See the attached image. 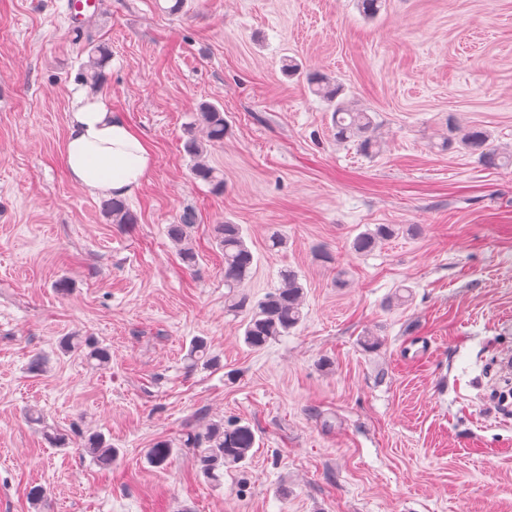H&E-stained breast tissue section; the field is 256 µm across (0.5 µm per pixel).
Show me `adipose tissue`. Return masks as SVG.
<instances>
[{"instance_id":"1","label":"adipose tissue","mask_w":512,"mask_h":512,"mask_svg":"<svg viewBox=\"0 0 512 512\" xmlns=\"http://www.w3.org/2000/svg\"><path fill=\"white\" fill-rule=\"evenodd\" d=\"M63 155L72 181L104 197L134 196L154 165L150 145L126 116L95 95L77 98L68 117Z\"/></svg>"}]
</instances>
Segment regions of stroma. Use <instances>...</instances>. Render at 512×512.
<instances>
[{
	"instance_id": "35a3bbf8",
	"label": "stroma",
	"mask_w": 512,
	"mask_h": 512,
	"mask_svg": "<svg viewBox=\"0 0 512 512\" xmlns=\"http://www.w3.org/2000/svg\"><path fill=\"white\" fill-rule=\"evenodd\" d=\"M99 2L77 28L63 0H0V512H512V414L486 398L512 350V165L443 144L453 122L512 153V0H382L371 17L357 0ZM90 39L112 50L97 86ZM313 75L372 116L374 151L337 141ZM82 93L152 146L136 223L68 176ZM204 101L229 127L208 157L220 193L183 151ZM188 208L191 269L164 232ZM222 221L255 256L243 293L284 268L304 286L302 324L260 351L227 309ZM380 224L396 235L355 252ZM197 336L217 365L187 360ZM222 419L256 442L216 484L179 442ZM93 433L116 464L81 454ZM160 441L175 449L158 468Z\"/></svg>"
}]
</instances>
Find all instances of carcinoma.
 Instances as JSON below:
<instances>
[{
  "instance_id": "carcinoma-1",
  "label": "carcinoma",
  "mask_w": 512,
  "mask_h": 512,
  "mask_svg": "<svg viewBox=\"0 0 512 512\" xmlns=\"http://www.w3.org/2000/svg\"><path fill=\"white\" fill-rule=\"evenodd\" d=\"M112 52L105 44L91 46L88 61L85 64L86 76L96 84L103 77V71L111 60ZM322 97L334 107L332 121L336 128V138L340 141L356 140L360 147L368 152L373 148L371 130L373 117L367 112H358L344 102L336 101L339 88L326 81L322 76L312 78ZM227 125L224 110L215 104L204 103L197 113L196 126L187 132L183 150L189 157V171L195 180H201L216 191L224 190V178L207 161L208 149L224 143ZM458 143L464 150L479 155L487 166L497 165L500 153L489 144V135L479 129L469 128L459 131L448 143ZM104 209L114 224H135L136 215L126 202L113 198L104 203ZM197 223V216L191 210H185L176 222L166 227V233L178 247V254L189 268L197 263V254L191 246L190 229ZM214 239L224 252V286L238 288L249 277L254 263V255L247 247L242 228L238 224L224 222L213 227ZM395 229L389 224H379L375 229L358 234L352 243L354 251L369 252L381 242L391 238ZM304 287L299 275L292 269L280 271V285L272 289L263 298L255 300L243 293L228 298V310L244 314L243 342L252 350H260L269 343L288 335L304 319ZM192 361L214 365L217 358L209 353L207 341L198 337L192 339L189 349ZM183 445L195 452L197 464L204 475L214 481L220 479L218 470L244 462L255 445V434L251 427L240 421L228 424L212 422L203 431H189L185 434ZM173 448L165 441L156 443L149 449L147 459L155 467L165 465ZM84 454L95 462L110 465L116 456L115 449L100 434H92L86 439Z\"/></svg>"
}]
</instances>
